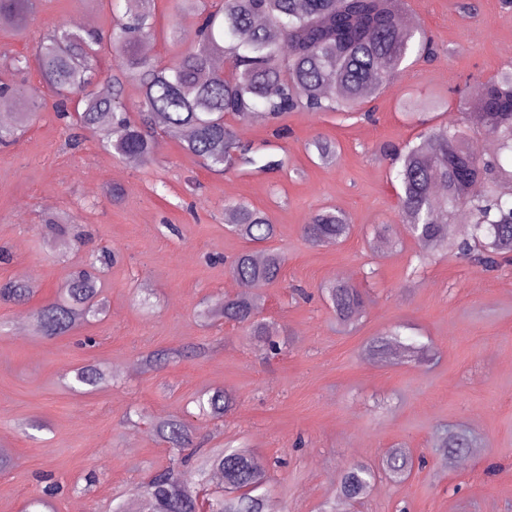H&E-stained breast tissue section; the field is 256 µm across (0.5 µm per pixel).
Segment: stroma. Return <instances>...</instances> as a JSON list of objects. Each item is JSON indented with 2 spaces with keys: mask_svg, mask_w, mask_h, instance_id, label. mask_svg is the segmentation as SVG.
I'll return each mask as SVG.
<instances>
[{
  "mask_svg": "<svg viewBox=\"0 0 512 512\" xmlns=\"http://www.w3.org/2000/svg\"><path fill=\"white\" fill-rule=\"evenodd\" d=\"M461 13L457 0H405L403 11L431 35L442 56L404 69L374 102L370 120H340L331 112L288 113V132L269 125L241 127L243 141L284 158L274 173H215L162 137L150 163H129L96 138L82 149L66 144V126L37 70L22 79L25 98L42 109L14 144L0 148V282L38 273L28 303L0 304V448L14 464L0 471V512H22L52 475L64 487L53 512H112L131 486L165 464L157 415L187 417L197 393L221 388L237 406L224 421L195 420L204 447L248 444L269 482L276 512H320L354 460L377 464L388 449L426 455L404 481H379L343 512H512V262L487 270L451 255L417 268L420 250L401 227L389 163L376 146L415 139L424 127L446 123L456 90L487 84L512 66V11L500 0H477ZM106 31L110 0H41L37 18L21 32L0 27V49L32 55L40 37L74 17ZM412 100L422 114L402 109ZM336 142L335 164L305 150L315 136ZM124 196L112 202L108 187ZM243 200L277 226L273 248L286 262L280 283L264 286V318L287 352L264 359L252 337L231 322L201 326L197 305L232 294L224 261L244 243L225 227L224 204ZM336 206L353 224L343 242L310 247L302 227L320 208ZM67 212L85 238L48 248L40 225ZM394 224L399 244L374 249L375 225ZM92 250L121 255L102 280L104 318L66 335L18 337L55 298L69 270ZM349 279L367 295L357 331L337 333L319 289ZM404 341L431 344L433 360L417 366L400 355L375 365L367 341L391 327ZM94 338V348L80 345ZM180 355L151 372L131 364L162 349ZM111 367L113 380L90 393L70 389L76 368ZM142 415L125 421L130 407ZM465 430L472 447L463 463L430 455L443 428ZM99 481L88 495L72 491L89 471Z\"/></svg>",
  "mask_w": 512,
  "mask_h": 512,
  "instance_id": "35a3bbf8",
  "label": "stroma"
}]
</instances>
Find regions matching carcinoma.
<instances>
[{
  "label": "carcinoma",
  "instance_id": "cac0c4a2",
  "mask_svg": "<svg viewBox=\"0 0 512 512\" xmlns=\"http://www.w3.org/2000/svg\"><path fill=\"white\" fill-rule=\"evenodd\" d=\"M374 0L377 17L341 41L318 32L317 23L336 24L347 0H180V18L170 28V39L181 41L183 21L195 27L192 45L175 63L162 65L142 55L141 45L156 38L155 0H123V12L102 33L72 29L59 24L35 49L34 61L43 80L58 97L55 105L62 119L73 118L75 132L68 144L78 148L86 135L97 137L104 147L122 157L143 162L152 159L155 139L166 135L181 141L183 150L209 170L223 173L250 167L271 172L284 159L244 143L237 125L260 118L284 136L279 121L290 112H363L381 88L406 68L415 56L437 58L431 41L421 29L403 31L394 19L395 3ZM38 0H0V25L24 30L34 19ZM222 56L230 77L218 76L211 60ZM110 60L111 73L101 77V57ZM128 84L138 86L141 101L130 114L124 101ZM79 99L72 101V94ZM494 112L476 115L483 133L497 146L495 160L479 156L465 141L461 120L448 122L420 135L414 143H383L376 154L389 160L398 185V208L408 233L420 246L419 260L427 262L442 252L453 253L488 269L512 254V194H494L488 183L512 182V68L500 73L490 85ZM40 106L23 103L9 125L0 124V144L20 139L37 117ZM306 150L322 162L336 159V143L316 137ZM465 209L473 221L465 230L453 231L448 215ZM230 231L247 247L227 264L237 280L273 284L284 266L283 254L269 246L276 227L267 215L246 201L225 207ZM68 221L57 214L45 219L53 239H65ZM351 232L350 218L340 208L318 210L303 225L306 241L323 247L344 241ZM120 260L115 252L91 255L74 268L59 288V297L33 311L35 334L49 338L67 333L77 322H92L105 312L99 265ZM344 330L359 325L365 310V293L344 280L322 287ZM33 295L26 283H0V303L22 304ZM260 296H226L200 305L203 321L222 318L240 325L264 347L268 356L283 352L273 339L274 325L259 317ZM410 353L422 365L430 361V348L404 344L399 332L372 338L367 351L380 360L396 348ZM75 381L98 388L111 380L100 364L87 363L75 370ZM198 414L220 420L235 410L236 400L223 389L207 390L195 398ZM154 430L168 447V461L146 481L136 483L130 499L145 498L152 512H266L262 489L267 475L244 445L225 444L198 456L192 451V425L184 418L160 416ZM470 447L462 432H441L432 450L451 459ZM196 467L198 481L185 478ZM415 458L405 448H391L379 468L353 461L341 473L336 486L339 500L352 501L367 494L379 473L391 479L407 478ZM219 473L222 486L206 488L207 478Z\"/></svg>",
  "mask_w": 512,
  "mask_h": 512
}]
</instances>
